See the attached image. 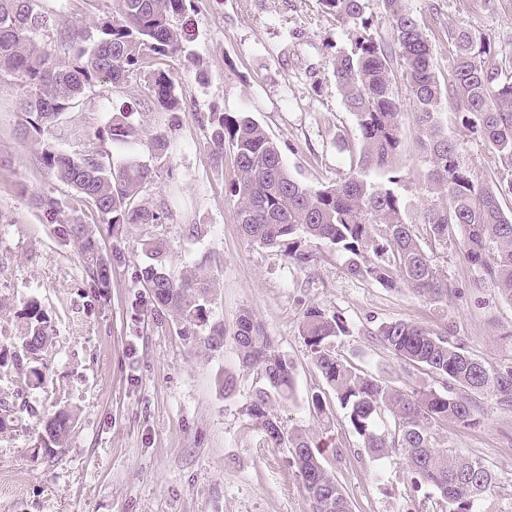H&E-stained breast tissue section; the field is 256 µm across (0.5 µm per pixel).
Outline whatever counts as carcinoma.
Instances as JSON below:
<instances>
[{
	"mask_svg": "<svg viewBox=\"0 0 512 512\" xmlns=\"http://www.w3.org/2000/svg\"><path fill=\"white\" fill-rule=\"evenodd\" d=\"M391 28V40L378 35L366 0H321L327 13L348 25L347 41L330 54L336 86L343 104L356 121L362 141L351 171L332 185L309 187L288 172L281 148L260 124L244 112L208 113L210 146L216 160L224 147L234 153L236 174L225 185L235 202V217L244 235L305 266L316 260L307 247L327 242L345 256L347 272L384 288L406 286L433 301L448 298V285L433 267L420 242L416 224L395 190L404 175L397 156L401 145L402 100L395 89L399 69L415 117L418 140L428 165L424 185L423 224L429 234L448 239V227L463 231L459 250L480 273L495 281L512 301V215L500 196L512 194V62L491 40L458 28L449 32L455 45L453 81L444 86L435 71L424 26L407 0H381ZM191 0H112V15L95 30L66 35L71 44L67 61L48 62L39 38L46 31L47 13L37 0H0V73L20 76L27 93L21 110L37 133L59 125L60 117L99 82H121L141 68L150 55L178 54L185 29L174 20L185 18ZM154 105L178 112L181 103L171 77L163 70L150 80ZM452 105L471 134L482 138L498 158L497 183L478 180L461 157L460 144L446 133L443 104ZM123 112L112 118L100 138L133 148L144 135ZM157 156L169 152L170 141L159 131L149 138ZM39 161L60 182L70 186L96 211L100 223L114 232L130 224H164L170 217L166 202L141 198L152 170L134 155L115 162L98 151L72 153L48 147ZM370 170L387 175L382 183L366 179ZM32 203L54 226L65 243L81 247L92 288H107L112 260L76 210L48 194ZM146 263L135 279L147 288L162 316L174 321L188 343L216 352L224 347V324L214 317V286L206 275L176 273L166 267L167 245L160 239L143 243ZM23 353L43 349L53 329L40 303H27L22 316ZM351 333L339 313L312 306L303 313L300 335L312 364L346 411L351 429L364 447L383 459L403 456L415 492H423L422 512H493L490 502L499 485L493 466L451 448H437L432 431L446 423H478L472 399L447 395L425 387L403 389L354 368L336 356V340ZM370 335L396 357L434 373L450 389L486 392L512 405V365L490 369L448 337L422 326L395 320L382 322ZM235 339L242 362L261 371L264 385L246 407L248 417L264 441L288 449L307 493L311 512H351V502L320 458V451L302 429L285 430L273 401L286 400L294 387V366L276 349L270 336L243 314ZM393 431L381 430L385 417ZM72 426L68 410L57 411L39 423L44 450L62 447Z\"/></svg>",
	"mask_w": 512,
	"mask_h": 512,
	"instance_id": "1",
	"label": "carcinoma"
}]
</instances>
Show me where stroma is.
<instances>
[{
    "instance_id": "35a3bbf8",
    "label": "stroma",
    "mask_w": 512,
    "mask_h": 512,
    "mask_svg": "<svg viewBox=\"0 0 512 512\" xmlns=\"http://www.w3.org/2000/svg\"><path fill=\"white\" fill-rule=\"evenodd\" d=\"M50 15L49 49L68 53L65 33L90 28L112 13V0H39ZM424 23L441 83L452 78L449 30L467 28L489 37L512 56V0H409ZM187 53L201 57L208 75L198 80L174 55L154 56L121 84L101 83L68 110L62 124L72 152L111 151L99 140L117 112L133 113L144 132L166 129L172 143L157 159L148 146L137 154L153 170L142 196L168 200L165 224L125 226L110 236L94 211L55 180L38 156L53 133H25L18 109L26 93L20 77L0 76V475L23 473L25 488L0 490V512H309V501L284 448L263 443L246 415L262 380L246 367L234 333L251 312L279 351L294 364L295 390L277 413L285 428L308 430L322 462L348 493L352 512H414L415 494L402 456H371L349 426L345 411L311 363L300 334L306 307L340 312L351 333L336 343L339 358L396 387L442 384L372 339L371 329L405 320L447 334L485 365L512 364V301L481 276L459 250L460 228L447 240H425V250L448 282V299L434 304L409 288L387 289L348 275L343 257L311 243L318 259L301 267L283 252L245 236L225 194L235 174L232 150L216 161L206 117L212 109L245 112L282 149L289 172L317 187L349 172L361 148L354 116L342 102L329 46L346 42L347 27L320 0H193ZM165 70L182 109L162 113L152 104L149 77ZM400 164L405 182L396 191L406 206L423 194L427 165L415 139L412 112L403 115ZM443 122L475 176L490 180L498 163L480 138L446 109ZM51 194L82 211L103 251L120 247L108 288L89 285L76 243H62L33 206ZM202 225V236L190 234ZM169 245L168 265L211 274L214 314L224 323V347H194L176 323L160 322L148 289L133 272L145 261L141 242ZM37 300L53 330L41 354L46 378L28 381L16 364L26 303ZM233 378L232 392L222 381ZM323 395L324 412L312 404ZM480 423L436 428L440 445L493 462L502 492L495 512H512V406L491 395L477 398ZM74 413L63 447L45 452L36 425L60 408Z\"/></svg>"
}]
</instances>
